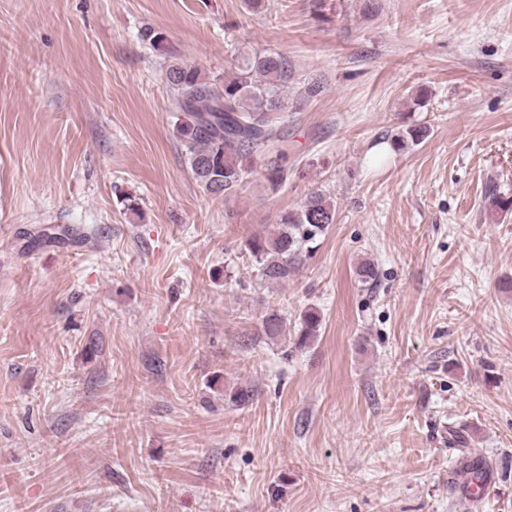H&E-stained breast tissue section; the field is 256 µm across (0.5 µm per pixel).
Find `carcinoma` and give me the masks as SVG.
I'll return each instance as SVG.
<instances>
[{"mask_svg":"<svg viewBox=\"0 0 512 512\" xmlns=\"http://www.w3.org/2000/svg\"><path fill=\"white\" fill-rule=\"evenodd\" d=\"M292 73L288 57L279 53L256 56L220 84L193 65L172 62L166 80L175 109L181 112L176 138L186 150L191 173L212 198L225 199L241 189L253 172L255 160L264 163V177L271 191L288 185L294 168L286 153L268 156L270 146L285 136L288 116L282 96ZM425 126H410L391 140L396 151L422 143ZM336 222L332 201L313 192L301 208L280 216L276 232L255 234L245 240V253L255 263L261 279L281 284L296 273L318 250L331 224ZM284 319L276 310L266 313L264 335L281 334ZM321 316L311 308L301 315L295 345L302 350L318 335ZM456 469L472 482H485L487 461L480 454L464 452Z\"/></svg>","mask_w":512,"mask_h":512,"instance_id":"obj_1","label":"carcinoma"}]
</instances>
